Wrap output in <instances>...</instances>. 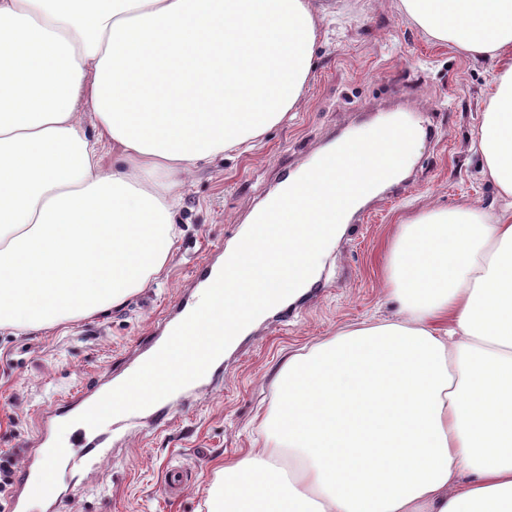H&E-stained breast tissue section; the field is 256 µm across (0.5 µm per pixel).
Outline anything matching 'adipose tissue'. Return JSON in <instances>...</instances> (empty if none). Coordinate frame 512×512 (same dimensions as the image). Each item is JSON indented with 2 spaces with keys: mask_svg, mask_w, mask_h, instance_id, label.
I'll return each mask as SVG.
<instances>
[{
  "mask_svg": "<svg viewBox=\"0 0 512 512\" xmlns=\"http://www.w3.org/2000/svg\"><path fill=\"white\" fill-rule=\"evenodd\" d=\"M400 8L495 62L472 150L508 203L402 225L395 313L289 358L262 446L217 466L207 512H512V0ZM317 30L310 0H0V327L144 288L180 187L299 107Z\"/></svg>",
  "mask_w": 512,
  "mask_h": 512,
  "instance_id": "adipose-tissue-1",
  "label": "adipose tissue"
}]
</instances>
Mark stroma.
<instances>
[{
    "label": "stroma",
    "instance_id": "1",
    "mask_svg": "<svg viewBox=\"0 0 512 512\" xmlns=\"http://www.w3.org/2000/svg\"><path fill=\"white\" fill-rule=\"evenodd\" d=\"M399 0H311L321 22L315 68L301 107L253 148L204 164L183 188L176 249L147 286L118 307L43 330L0 328V460L21 473L43 414L106 370L127 371L158 321L192 285L196 265L279 183L333 139L402 110L420 114L423 146L398 182L352 216L326 253L323 286L293 299L288 321L270 313L224 353V375L165 422L117 431L114 454L80 459L58 473L57 512H207L214 466L262 442L257 418L274 401L288 358L336 331L389 316L382 283L399 225L427 207L467 201L502 204L469 150L492 88L494 64L434 40ZM190 477L178 496L163 481L170 467Z\"/></svg>",
    "mask_w": 512,
    "mask_h": 512
}]
</instances>
